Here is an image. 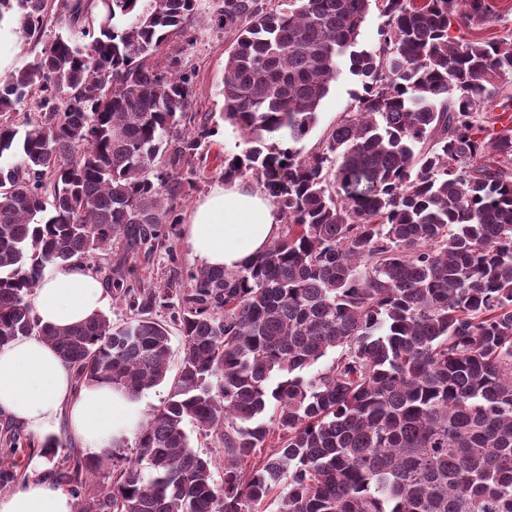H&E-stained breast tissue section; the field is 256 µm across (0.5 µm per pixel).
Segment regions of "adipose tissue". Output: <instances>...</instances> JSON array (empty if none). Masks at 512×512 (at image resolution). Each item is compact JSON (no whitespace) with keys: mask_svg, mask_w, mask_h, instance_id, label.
<instances>
[{"mask_svg":"<svg viewBox=\"0 0 512 512\" xmlns=\"http://www.w3.org/2000/svg\"><path fill=\"white\" fill-rule=\"evenodd\" d=\"M281 224L269 197L236 179L214 185L190 209L183 221L184 243L200 266L237 269L268 248ZM110 301V291L90 269L56 267L44 272L32 314L39 325L68 326L101 313ZM63 412L83 451L99 455L142 421L144 406L109 384L75 389L72 370L40 337L1 347L0 413L38 436ZM0 512H74V500L36 474L0 495Z\"/></svg>","mask_w":512,"mask_h":512,"instance_id":"obj_1","label":"adipose tissue"}]
</instances>
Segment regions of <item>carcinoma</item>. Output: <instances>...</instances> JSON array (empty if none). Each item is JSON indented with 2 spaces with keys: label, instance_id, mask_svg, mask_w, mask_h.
Here are the masks:
<instances>
[{
  "label": "carcinoma",
  "instance_id": "1",
  "mask_svg": "<svg viewBox=\"0 0 512 512\" xmlns=\"http://www.w3.org/2000/svg\"><path fill=\"white\" fill-rule=\"evenodd\" d=\"M197 2L63 0L66 33L0 81V158L18 159L0 167V347L42 337L77 389L136 399L170 382L135 459L10 430L0 488L29 476L37 447L76 512H512V32L450 33L494 20L496 0H215L222 119L250 144L222 176L262 187L283 220L235 270L188 266L171 242L183 174L218 125L191 111L181 53L155 58L188 41ZM373 4L378 45L356 51ZM48 13L0 0V23L36 45ZM345 59L362 77L352 111L306 155L266 143L310 132ZM161 249L168 274L145 277ZM109 250L123 322L38 325L44 268ZM155 311L181 333L172 379ZM187 422L220 439L221 480Z\"/></svg>",
  "mask_w": 512,
  "mask_h": 512
}]
</instances>
